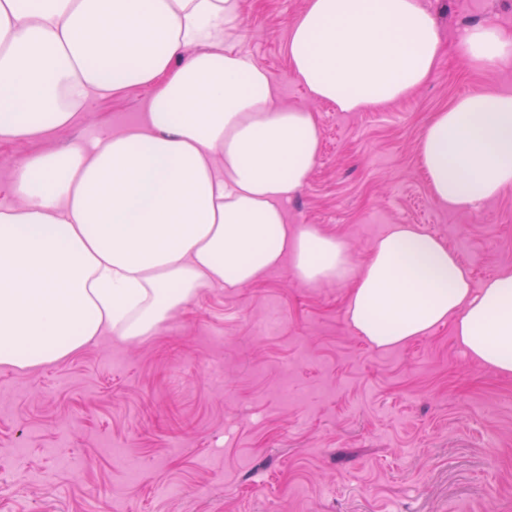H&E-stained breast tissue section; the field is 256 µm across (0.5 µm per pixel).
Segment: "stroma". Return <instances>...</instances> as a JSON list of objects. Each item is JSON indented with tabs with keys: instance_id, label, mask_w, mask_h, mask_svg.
I'll return each mask as SVG.
<instances>
[{
	"instance_id": "35a3bbf8",
	"label": "stroma",
	"mask_w": 512,
	"mask_h": 512,
	"mask_svg": "<svg viewBox=\"0 0 512 512\" xmlns=\"http://www.w3.org/2000/svg\"><path fill=\"white\" fill-rule=\"evenodd\" d=\"M437 23L435 76L363 112L313 101L289 73L305 0H244L235 42L315 112L321 147L288 221L368 256L415 224L475 284L512 270V186L476 210L431 197L417 152L435 112L512 92V63L470 65L461 33L512 36V0H421ZM146 89L89 97L49 141L0 142V203L30 154L135 125ZM351 287L298 282L289 265L212 288L153 336L105 335L69 359L0 367V512H512V378L470 360L445 324L387 350L346 318Z\"/></svg>"
}]
</instances>
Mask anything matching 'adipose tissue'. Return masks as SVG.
<instances>
[{"label":"adipose tissue","instance_id":"1","mask_svg":"<svg viewBox=\"0 0 512 512\" xmlns=\"http://www.w3.org/2000/svg\"><path fill=\"white\" fill-rule=\"evenodd\" d=\"M242 13V0H0V141L52 137L90 95L148 91L141 124L17 169L0 206V367L59 362L108 331L144 338L205 289L248 287L287 261L301 282L350 283L347 320L373 347L449 323L467 357L512 377V272L473 287L413 224L391 225L359 264L339 239L289 226L320 130L234 46ZM459 48L493 68L512 37L479 24ZM441 49L420 0H306L286 55L313 100L358 112L411 96ZM418 154L438 203L497 197L512 186V93L458 98Z\"/></svg>","mask_w":512,"mask_h":512}]
</instances>
